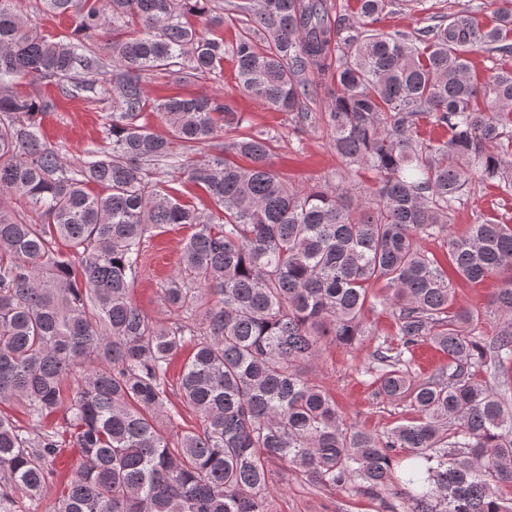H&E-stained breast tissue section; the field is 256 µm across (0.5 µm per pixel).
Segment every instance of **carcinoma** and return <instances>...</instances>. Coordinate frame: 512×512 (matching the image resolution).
Returning a JSON list of instances; mask_svg holds the SVG:
<instances>
[{
    "mask_svg": "<svg viewBox=\"0 0 512 512\" xmlns=\"http://www.w3.org/2000/svg\"><path fill=\"white\" fill-rule=\"evenodd\" d=\"M24 2L0 0V406L62 426L30 436L0 411V512L48 489L65 447L81 464L53 512H271L274 463L386 512H512V215L448 230L476 186L512 195V69L480 80L471 60L512 50V0H496L490 28L458 2L414 33L374 28L395 0H252L230 45L190 22L223 25L218 0H41L74 17L66 38L28 27ZM226 55L238 91L292 114V134L325 122L335 185L289 183L277 134L244 131L217 97L147 96L149 75L216 74ZM28 76L112 102L77 161L39 132L56 99L15 91ZM423 121L446 138L422 139ZM202 144L212 153L194 163ZM355 169L375 183L348 182ZM177 177L214 207L181 202ZM168 225L190 230L160 285L169 324L132 296L147 234ZM442 234L445 263L420 243ZM505 271L488 340L450 274ZM379 284L397 345L379 344L365 373L417 413L383 433L343 425L307 371L325 339L369 335ZM424 342L448 361L420 381L406 354ZM186 348L180 402L202 428L171 438L158 419Z\"/></svg>",
    "mask_w": 512,
    "mask_h": 512,
    "instance_id": "1",
    "label": "carcinoma"
}]
</instances>
